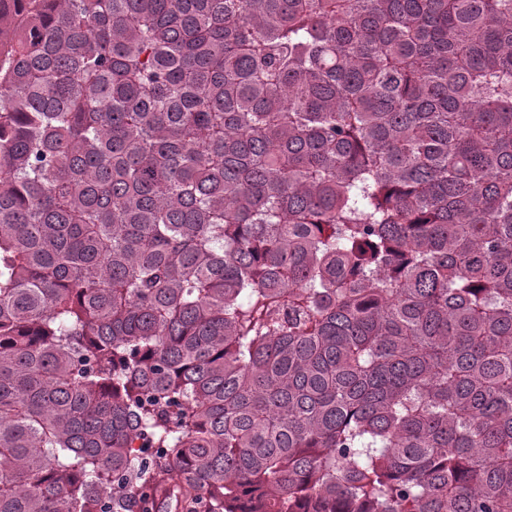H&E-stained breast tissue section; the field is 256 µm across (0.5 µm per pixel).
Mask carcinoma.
I'll use <instances>...</instances> for the list:
<instances>
[{
	"label": "carcinoma",
	"mask_w": 512,
	"mask_h": 512,
	"mask_svg": "<svg viewBox=\"0 0 512 512\" xmlns=\"http://www.w3.org/2000/svg\"><path fill=\"white\" fill-rule=\"evenodd\" d=\"M0 512H512V0H0Z\"/></svg>",
	"instance_id": "obj_1"
}]
</instances>
